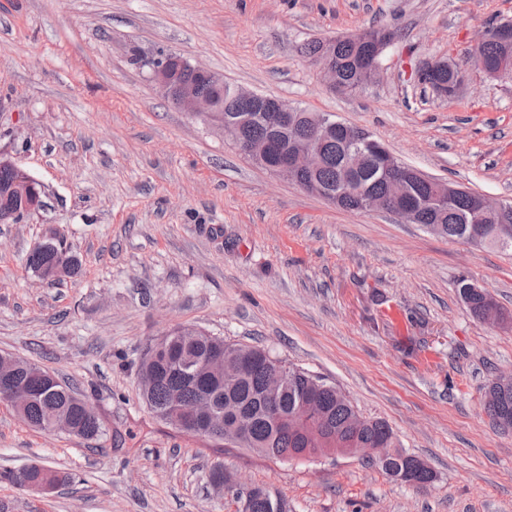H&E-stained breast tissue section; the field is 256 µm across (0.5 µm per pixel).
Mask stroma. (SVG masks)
Wrapping results in <instances>:
<instances>
[{"label":"stroma","instance_id":"35a3bbf8","mask_svg":"<svg viewBox=\"0 0 512 512\" xmlns=\"http://www.w3.org/2000/svg\"><path fill=\"white\" fill-rule=\"evenodd\" d=\"M504 20L512 0H0V152L46 194L30 219L0 224V354L90 396L107 426L88 441L43 432L0 401V471L75 476L46 494L0 483V512H241L208 483L217 466L288 512H512V431L484 409L489 382L512 373V251L337 208L253 164L132 60L180 53L508 204L512 78L472 59L478 32ZM378 23L396 36L356 91L331 89L301 53ZM440 57L468 75L452 100L415 78ZM49 235L78 259L72 276L27 269ZM464 279L504 323L473 316ZM180 327L336 385L433 482L393 480L358 455L276 461L173 430L142 403L139 363Z\"/></svg>","mask_w":512,"mask_h":512}]
</instances>
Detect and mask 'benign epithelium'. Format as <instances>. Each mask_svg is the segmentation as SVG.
<instances>
[{
	"instance_id": "1",
	"label": "benign epithelium",
	"mask_w": 512,
	"mask_h": 512,
	"mask_svg": "<svg viewBox=\"0 0 512 512\" xmlns=\"http://www.w3.org/2000/svg\"><path fill=\"white\" fill-rule=\"evenodd\" d=\"M496 34L504 45L498 59L488 64L480 56L487 36ZM351 42H367L375 44V50L364 57L357 69V86L363 87L372 83L381 69V52L390 44L391 40L384 36L374 37L367 31L361 30L346 37ZM336 40L323 42L322 51L314 63L319 67L328 84L335 89H343L336 79ZM474 57L476 67L490 78H498L512 74V23L509 21L497 25L495 28L487 27L477 34L474 45ZM194 73L208 78L212 84L224 89L241 109L247 112L264 113L265 122L273 127H284L288 123L289 114L297 110V106L281 99L267 100L265 97L237 86H230L224 82V78L199 65L190 62L184 56L171 52L154 59L150 66V79L157 85L164 95L172 100V103L181 110L195 117L209 119L214 113L221 111L215 98L209 94L198 93L193 88L182 83L184 74ZM466 75L462 71L455 72L453 83L435 85L434 92L441 98H455L465 85ZM224 137L231 139L239 150L250 157L255 163L266 167L278 176L300 183L303 174H312L322 165V156L315 146L314 139L307 138L296 141L290 148L283 149L278 142L271 137L246 138L242 134L241 123L230 117L224 119ZM355 142L362 149L354 154V162H359L365 157L371 156L377 160V172L386 183L385 193L382 195L364 194L361 197L360 209L381 210L396 215L406 222H419V206L412 200L406 191L401 189L404 184L425 180L427 176L417 169H406L393 156L383 144L373 139V136L365 131L358 133ZM0 165L9 166L20 172V177L12 184L0 188L1 224H17L20 219L30 213L40 210L43 206V189L39 188L40 182L21 168L12 157L0 152ZM434 194L432 200L438 203L448 200L451 196H463L467 190L450 182H432ZM470 216L462 219L464 224H476L483 218H492L499 224L497 234L501 242H512V207L501 204H493L489 199L480 194L471 198ZM255 355L246 349L237 351L231 360L224 358L221 352H215L210 357L213 367H224V380L232 382L254 370ZM272 382L268 387V394H274L277 389L288 383V374L277 362L270 365ZM0 389L5 391L7 400L19 407L31 400V392L15 386L14 374L10 370L0 371ZM171 414L170 425L179 431H194L205 434L211 438H221L224 435L223 428L218 424L208 401L203 400L191 406L174 396L169 401ZM217 479L215 484L228 485L237 492L243 501V512L249 510V500L253 493V487L239 483H225L222 479L223 470L216 469Z\"/></svg>"
}]
</instances>
